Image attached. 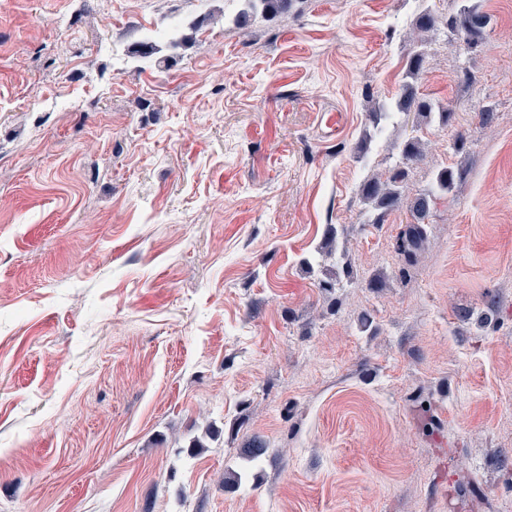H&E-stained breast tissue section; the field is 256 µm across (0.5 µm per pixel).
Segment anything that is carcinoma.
Here are the masks:
<instances>
[{"label":"carcinoma","mask_w":512,"mask_h":512,"mask_svg":"<svg viewBox=\"0 0 512 512\" xmlns=\"http://www.w3.org/2000/svg\"><path fill=\"white\" fill-rule=\"evenodd\" d=\"M247 8L252 12L273 14L286 9L291 0H245ZM489 23L486 14L476 5H462L456 19L448 26L463 37L464 49H474L482 40L484 31ZM438 17L429 11L420 12L413 24L412 35L416 44L423 45L422 34L436 29ZM425 52L416 50L409 57L405 74L406 81L402 92L391 103H382L370 112L374 127H380L382 121L391 117L414 115L413 128L419 130L433 123L448 124L452 113L439 103L420 98L417 95L415 83L423 72ZM422 158V142L418 136H411L400 144V153L387 174L368 176L360 185L359 195L364 205L363 213L368 224H382L389 213L402 206L407 207L411 220L406 222L400 232L397 253L407 265L417 262L425 250L427 241V219L430 202L439 194H446L465 182L469 170L463 163L453 166H443L436 170L431 187L411 199L403 195V183L406 176L405 165L412 160ZM268 443L258 436L253 437L245 449V455L251 460H257L268 452Z\"/></svg>","instance_id":"cac0c4a2"}]
</instances>
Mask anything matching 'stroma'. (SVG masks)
I'll list each match as a JSON object with an SVG mask.
<instances>
[{
    "mask_svg": "<svg viewBox=\"0 0 512 512\" xmlns=\"http://www.w3.org/2000/svg\"><path fill=\"white\" fill-rule=\"evenodd\" d=\"M478 2L472 52L429 34L454 120L405 194L470 173L406 266L368 112L460 0H0V512H512V0Z\"/></svg>",
    "mask_w": 512,
    "mask_h": 512,
    "instance_id": "obj_1",
    "label": "stroma"
}]
</instances>
